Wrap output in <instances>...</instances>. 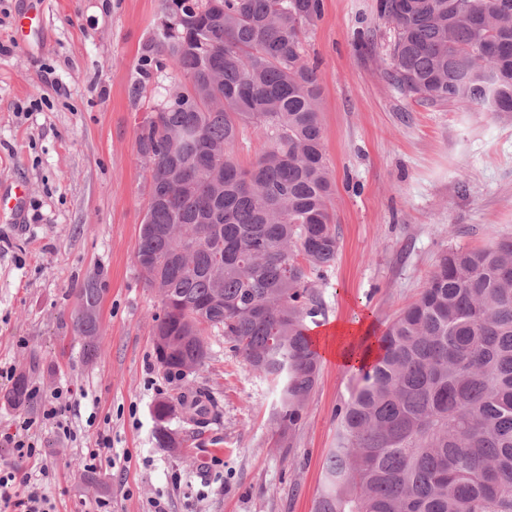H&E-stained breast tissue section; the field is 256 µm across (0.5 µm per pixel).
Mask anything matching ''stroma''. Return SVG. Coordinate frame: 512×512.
Masks as SVG:
<instances>
[{
    "label": "stroma",
    "instance_id": "1",
    "mask_svg": "<svg viewBox=\"0 0 512 512\" xmlns=\"http://www.w3.org/2000/svg\"><path fill=\"white\" fill-rule=\"evenodd\" d=\"M377 0H323L305 38L317 66L327 158L336 181L339 254L320 282L333 326L366 321L381 335L424 287L440 252L512 236V116L421 105L385 69L391 26ZM164 0H0V190L23 180L20 216L0 215V367L48 394L72 388L67 430L41 420V403L11 405L0 382L3 437L30 422L39 456L16 462L55 512H313L336 408L353 385L322 360L291 449L271 421L275 390L210 339L204 368L169 380L153 353L156 290L135 263L149 168L138 126L169 79H144L142 58ZM103 288L93 355L75 335V291ZM203 392L218 405L204 428L175 409L181 447H158L157 400ZM107 437L94 472L85 461Z\"/></svg>",
    "mask_w": 512,
    "mask_h": 512
}]
</instances>
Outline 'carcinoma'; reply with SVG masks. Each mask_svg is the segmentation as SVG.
Here are the masks:
<instances>
[{
  "instance_id": "carcinoma-1",
  "label": "carcinoma",
  "mask_w": 512,
  "mask_h": 512,
  "mask_svg": "<svg viewBox=\"0 0 512 512\" xmlns=\"http://www.w3.org/2000/svg\"><path fill=\"white\" fill-rule=\"evenodd\" d=\"M322 0H166L146 66L175 70L139 126L150 170L135 254L157 290L158 365L172 380L202 369L222 336L279 390L280 447L292 448L320 373L309 324L317 283L336 263L335 180L324 150L321 89L305 59ZM390 25L388 75L417 103L512 113V0H378ZM266 141L244 166L246 128ZM101 288L77 290L74 330L95 349ZM336 407L315 512H512V237L442 252L419 296L373 339ZM369 338L358 343L365 352ZM30 395L19 375L8 394ZM153 405L156 441H181Z\"/></svg>"
}]
</instances>
